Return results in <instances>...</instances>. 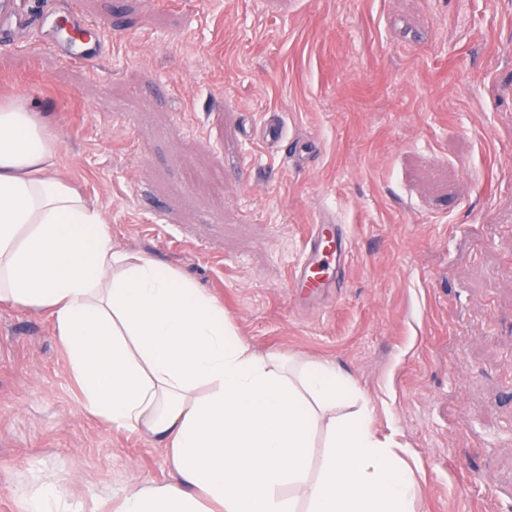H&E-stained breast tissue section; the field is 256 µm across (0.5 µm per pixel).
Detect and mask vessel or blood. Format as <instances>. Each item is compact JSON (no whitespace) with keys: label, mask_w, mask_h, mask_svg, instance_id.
<instances>
[{"label":"vessel or blood","mask_w":512,"mask_h":512,"mask_svg":"<svg viewBox=\"0 0 512 512\" xmlns=\"http://www.w3.org/2000/svg\"><path fill=\"white\" fill-rule=\"evenodd\" d=\"M39 30L43 42L62 57L80 61L98 56L104 45L100 28L85 21L76 0L56 15L53 22L34 15H16L8 30L20 33ZM349 241L340 224H315L308 234L302 262L291 281L293 301L301 309L315 307L332 289L342 287L349 259Z\"/></svg>","instance_id":"1"}]
</instances>
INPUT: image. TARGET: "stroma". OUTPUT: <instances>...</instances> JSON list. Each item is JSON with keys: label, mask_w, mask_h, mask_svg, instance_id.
I'll list each match as a JSON object with an SVG mask.
<instances>
[{"label": "stroma", "mask_w": 512, "mask_h": 512, "mask_svg": "<svg viewBox=\"0 0 512 512\" xmlns=\"http://www.w3.org/2000/svg\"><path fill=\"white\" fill-rule=\"evenodd\" d=\"M106 48L0 44V98L59 140L55 174L112 242L175 267L253 349L331 361L421 489L419 512H512V0H79ZM315 140L308 167L257 136ZM342 224L344 288L289 279ZM52 473L99 496L171 470L80 410L51 317L0 306V512Z\"/></svg>", "instance_id": "stroma-1"}]
</instances>
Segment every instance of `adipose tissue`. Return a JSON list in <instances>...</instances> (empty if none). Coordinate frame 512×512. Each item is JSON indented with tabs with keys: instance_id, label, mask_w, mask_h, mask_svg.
Here are the masks:
<instances>
[{
	"instance_id": "1",
	"label": "adipose tissue",
	"mask_w": 512,
	"mask_h": 512,
	"mask_svg": "<svg viewBox=\"0 0 512 512\" xmlns=\"http://www.w3.org/2000/svg\"><path fill=\"white\" fill-rule=\"evenodd\" d=\"M58 152L27 101L0 102V304L48 312L83 412L156 440L173 471L98 512H416L420 490L349 378L257 353L207 291L116 247L54 176ZM14 493L24 512H82L47 475Z\"/></svg>"
}]
</instances>
